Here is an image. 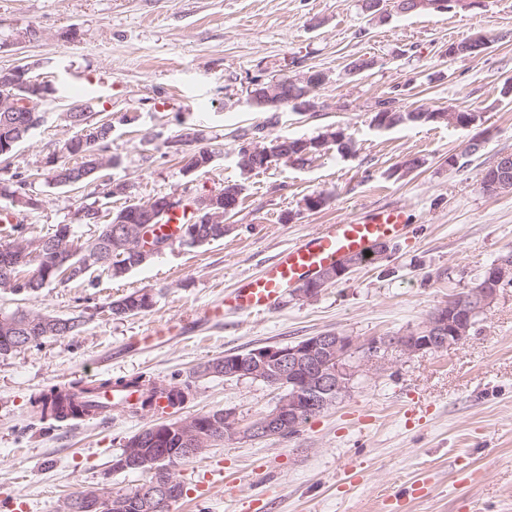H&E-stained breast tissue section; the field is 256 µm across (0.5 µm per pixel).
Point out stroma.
<instances>
[{
	"label": "stroma",
	"mask_w": 512,
	"mask_h": 512,
	"mask_svg": "<svg viewBox=\"0 0 512 512\" xmlns=\"http://www.w3.org/2000/svg\"><path fill=\"white\" fill-rule=\"evenodd\" d=\"M33 26L36 42L17 39ZM491 35L478 56L447 61L451 42ZM358 57L373 69L346 73ZM29 66L51 88L44 121L6 157L0 186L15 185L65 159L75 130L67 108L90 106L112 120L102 146L115 164L105 176L71 189L49 178L35 184V206L12 210L27 235L71 225L80 242L97 225L84 209L115 211L153 197L184 201L243 185L222 240L188 248L175 243L124 277L95 268L81 283H58L36 299L0 290V318L38 311L77 317L70 336L0 355V512H63L69 495L104 487L120 495L140 480L116 472L126 440L159 423L155 413L129 419L40 420L36 392L73 381L144 374L191 380L193 399L179 417L232 411L240 424L276 404L280 392L262 382L206 373L217 357L286 345L321 332L400 336L512 252V192L490 195L485 169L512 154V0H482L445 14L367 16L361 0H0V69ZM319 71L316 111L283 108L270 136L311 138L344 128L357 153L327 150L309 165L283 162L242 172L238 129L263 120L247 103L252 81ZM402 108L467 109L478 121L377 130L379 100ZM214 153L207 169H184L185 130ZM476 153H469L473 140ZM457 166H449V156ZM423 158L405 171L407 158ZM126 191L108 197L110 183ZM324 193L322 209L304 199ZM401 208L419 233L393 241L385 259L365 262L342 281L306 298L288 291L275 312L222 320L200 317L236 282L257 275L283 248L323 224L360 220ZM135 290L154 305L130 317L109 302ZM182 330L133 350L129 337L168 323ZM183 496L170 512H512V287L482 315L470 337L445 351L394 358L375 375H358L345 396L294 434L214 442L176 469Z\"/></svg>",
	"instance_id": "1"
}]
</instances>
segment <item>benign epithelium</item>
<instances>
[{
	"mask_svg": "<svg viewBox=\"0 0 512 512\" xmlns=\"http://www.w3.org/2000/svg\"><path fill=\"white\" fill-rule=\"evenodd\" d=\"M480 0H394V8L401 15L422 11L447 12L459 7L469 9L479 5ZM483 49L479 36L463 42H452L445 48L443 55L449 59L477 52ZM46 84L30 75V68L19 66L0 70V112H24V127L31 130L43 122L38 100L45 95ZM252 107H272L281 110L290 102L283 93L282 85L259 89L249 95ZM295 110L304 113L314 110L315 103L290 102ZM65 119L72 128H82L74 135L67 147L71 152L87 158L97 157L95 149L99 141L98 131L89 126V120L78 114L74 105L68 108ZM431 120L446 121L458 127H469L476 123V114L468 111L434 112ZM288 150V140L283 137L267 136L241 145L238 157L249 167L259 162H267ZM488 194H498L512 190V155L503 154L497 160L494 173L483 185ZM238 188L231 187L224 194H210L196 199L192 206L194 222L186 224L181 230L184 242L198 245L204 241L203 224H219L224 219V198L237 195ZM175 202V197L157 196L139 207V223L129 227L122 218L114 221L112 240L129 239L127 249L136 251L144 258L160 253L164 246L152 245L153 236L149 226ZM72 246H60L54 249L55 266L52 270L60 272L57 280L64 281L71 269L67 263L73 258ZM21 256L4 254L0 257V284L8 287L14 283L13 268ZM356 262L346 260L336 270L324 269L314 280L301 285L296 292L301 296L317 295L322 288L345 277ZM499 288L484 286L474 288L467 297L442 305L416 329L401 336H374L361 339L338 332H324L310 336L297 343L287 345H269L251 350L245 356L227 354L224 356V376L238 379L249 378L277 386L282 390L274 408L256 416L243 427L233 414L226 412L210 416L202 422L191 416L176 423H159L143 430L138 437L126 443L122 452L112 460L114 471H143L153 478L139 485L136 494L129 498H115L105 501L102 492L97 491L85 496L73 497L64 504L63 512H94L107 502L112 512H156L160 506L177 496L181 487L167 471L152 468L153 456L157 449L153 445L174 434L181 438L183 447L178 449V458L186 459L202 453L218 436L226 438L265 439L284 436L296 430L305 416L316 415L325 410L335 397L344 396L351 383L360 372L370 373L386 368L390 363L388 355L395 351L401 357H412L424 351H441L453 347L469 336L472 318L481 315L495 303ZM78 323L71 318L67 321L50 316H27L24 322L2 321L6 328L23 330L25 336H37L47 327L56 330Z\"/></svg>",
	"mask_w": 512,
	"mask_h": 512,
	"instance_id": "1",
	"label": "benign epithelium"
}]
</instances>
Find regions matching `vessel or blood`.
<instances>
[{
  "mask_svg": "<svg viewBox=\"0 0 512 512\" xmlns=\"http://www.w3.org/2000/svg\"><path fill=\"white\" fill-rule=\"evenodd\" d=\"M409 232L404 213L392 207L358 222L324 224L311 237L283 249L260 276L249 278L223 300L205 309L208 318L225 311L260 314L273 310L294 283L320 267L342 262L346 257L369 256L376 244L398 240Z\"/></svg>",
  "mask_w": 512,
  "mask_h": 512,
  "instance_id": "obj_1",
  "label": "vessel or blood"
}]
</instances>
